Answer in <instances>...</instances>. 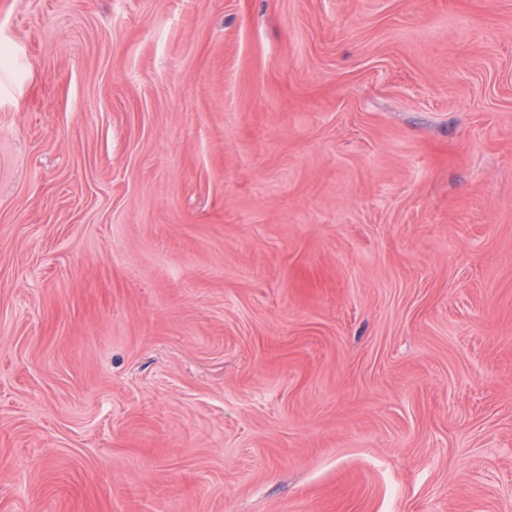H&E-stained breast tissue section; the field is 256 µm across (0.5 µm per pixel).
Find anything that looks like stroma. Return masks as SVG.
Masks as SVG:
<instances>
[{"label":"stroma","mask_w":512,"mask_h":512,"mask_svg":"<svg viewBox=\"0 0 512 512\" xmlns=\"http://www.w3.org/2000/svg\"><path fill=\"white\" fill-rule=\"evenodd\" d=\"M0 512H512V0H0Z\"/></svg>","instance_id":"obj_1"}]
</instances>
